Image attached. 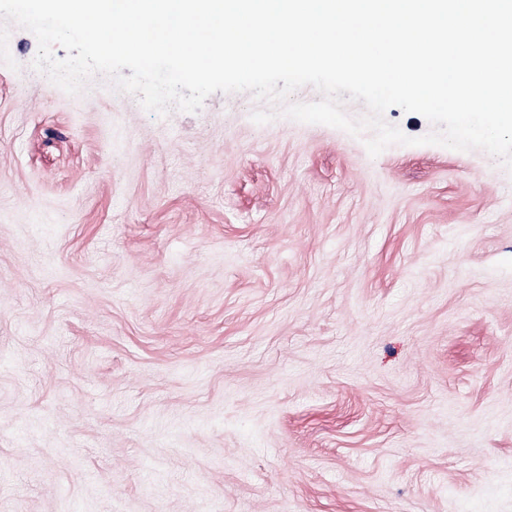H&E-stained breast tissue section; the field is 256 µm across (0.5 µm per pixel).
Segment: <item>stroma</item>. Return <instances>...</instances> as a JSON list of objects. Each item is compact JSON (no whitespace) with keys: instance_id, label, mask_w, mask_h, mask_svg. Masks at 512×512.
Masks as SVG:
<instances>
[{"instance_id":"obj_1","label":"stroma","mask_w":512,"mask_h":512,"mask_svg":"<svg viewBox=\"0 0 512 512\" xmlns=\"http://www.w3.org/2000/svg\"><path fill=\"white\" fill-rule=\"evenodd\" d=\"M0 64V512H512V173Z\"/></svg>"}]
</instances>
